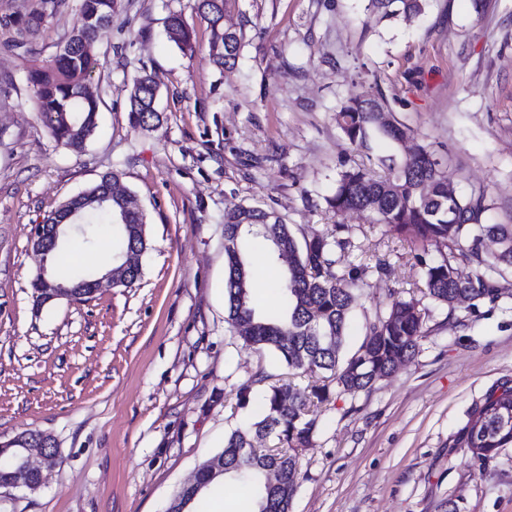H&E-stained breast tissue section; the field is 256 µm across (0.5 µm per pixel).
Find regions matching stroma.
<instances>
[{
    "label": "stroma",
    "instance_id": "35a3bbf8",
    "mask_svg": "<svg viewBox=\"0 0 512 512\" xmlns=\"http://www.w3.org/2000/svg\"><path fill=\"white\" fill-rule=\"evenodd\" d=\"M68 3L38 57L0 32V438L40 431L58 451L38 492L0 489V512H166L271 385L309 383L230 336L226 211L273 209L309 236L345 224L350 261L389 262L364 279L346 353L392 295L423 288L407 240L326 205L339 171L399 151L380 136L348 143L335 113L351 95L382 94L447 159L456 193L486 189L484 222L512 224V0H431L410 24L377 22L367 0H228L224 21L244 40L224 70L197 0H121L95 44L98 127L79 154L56 144L24 81L71 35L79 0ZM172 12L194 29L193 50L167 37ZM142 72L159 88L153 130L128 117L126 86ZM115 170L147 214L141 279L35 308V226ZM499 287L493 301L429 306L411 361L319 409L292 512H512V447L479 459L463 446L474 411L512 387V276Z\"/></svg>",
    "mask_w": 512,
    "mask_h": 512
}]
</instances>
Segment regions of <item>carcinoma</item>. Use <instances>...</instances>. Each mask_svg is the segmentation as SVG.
I'll return each mask as SVG.
<instances>
[{
  "label": "carcinoma",
  "instance_id": "carcinoma-1",
  "mask_svg": "<svg viewBox=\"0 0 512 512\" xmlns=\"http://www.w3.org/2000/svg\"><path fill=\"white\" fill-rule=\"evenodd\" d=\"M119 0H80L79 26L45 65L27 71L38 112L54 141L80 153L84 140L96 128L99 94L90 83L100 60L94 52L100 29L112 23ZM428 0H367L366 9L381 20L400 18L412 22L422 15ZM68 7L67 0H37L25 12L0 15V30L14 32V45L31 57L42 53L37 37L47 19ZM201 18L209 30V56L215 67L235 65L242 47V30L224 26V0H198ZM169 38L182 50H193V30L182 15L166 19ZM154 80L141 73L127 84L129 120L147 128L160 123V115L142 108L151 98ZM336 125L353 146L368 147L370 134L379 133L403 146L414 132L392 117L384 97L368 93L348 98L336 111ZM383 173L353 167L337 173L336 189L325 199L335 212L360 211L371 223L382 224L386 233L410 237V255L420 268L424 297L453 308L464 298L471 302L499 297L498 281L512 274V224H487V195L478 189L469 195L448 193L443 165L420 143L401 156L379 158ZM119 181L118 172L105 174L92 187L69 200L68 208L81 217L117 224L123 251L149 248L146 215L141 209H124L126 198L112 196V204L94 201L109 183ZM224 237L235 238L238 250L224 251L226 322L231 336L255 350H270L292 369L315 376L305 393L288 384L272 385L264 396L259 415L249 426L233 430L224 439L219 456L230 466L226 475L257 487V512H262L267 491L262 468L279 469L288 482V499L274 512H290L299 480V450L312 444L317 428L315 408L336 394L355 395L368 390L389 375L397 362L414 357L418 339L424 336V316L418 301L394 298L385 310L366 319V337L350 357L342 348L356 291L367 268L348 261L353 248L351 228L336 225L330 232L299 235L273 209L240 206L224 214ZM261 238L270 256L280 249L293 255L281 272L278 288L284 304L257 311L252 298V278L245 243ZM439 253L427 260L429 248ZM472 267L464 275L460 264ZM288 393V411L281 410V394ZM260 435L275 436L278 445L261 450L257 468H239L237 450L250 447ZM512 444V389L490 395L475 411L464 432V447L484 459Z\"/></svg>",
  "mask_w": 512,
  "mask_h": 512
}]
</instances>
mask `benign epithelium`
<instances>
[{
  "instance_id": "obj_1",
  "label": "benign epithelium",
  "mask_w": 512,
  "mask_h": 512,
  "mask_svg": "<svg viewBox=\"0 0 512 512\" xmlns=\"http://www.w3.org/2000/svg\"><path fill=\"white\" fill-rule=\"evenodd\" d=\"M77 214L78 211L73 209L58 224L43 223L36 225L30 243L32 249L41 256V259H47L51 250L58 246L66 233L67 227L76 219ZM137 264V254L131 251L123 253L119 255V266L114 270H109L104 278L115 286L119 273L127 269H133ZM102 279L91 278L65 285L48 276L46 269L42 268L34 281V304L40 308L58 298H75L87 290L93 292L100 287ZM12 448L15 449V464L13 469L4 473L0 472V488L8 489L23 486L32 492L37 491L48 482L52 470L45 471L31 465L29 457L36 453L49 462L54 461L57 455L55 439L43 432L30 431L7 441H0V455Z\"/></svg>"
}]
</instances>
